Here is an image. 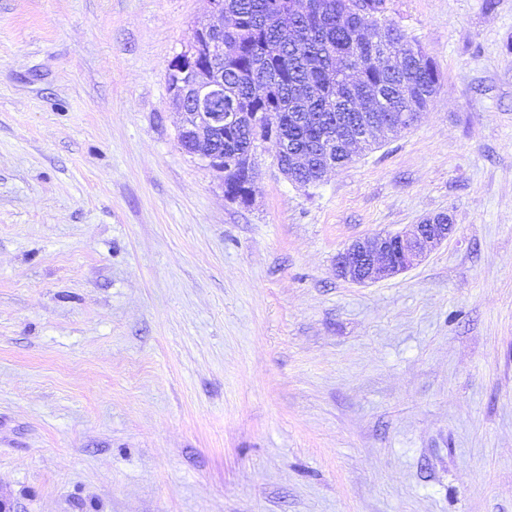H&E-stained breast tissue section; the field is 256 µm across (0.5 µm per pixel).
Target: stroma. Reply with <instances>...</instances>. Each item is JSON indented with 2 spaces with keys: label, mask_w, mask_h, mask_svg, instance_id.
Returning a JSON list of instances; mask_svg holds the SVG:
<instances>
[{
  "label": "stroma",
  "mask_w": 512,
  "mask_h": 512,
  "mask_svg": "<svg viewBox=\"0 0 512 512\" xmlns=\"http://www.w3.org/2000/svg\"><path fill=\"white\" fill-rule=\"evenodd\" d=\"M440 84L314 186L187 154L209 0H0V497L14 512H512V0H386ZM440 212L360 285L336 257ZM442 213L424 217L404 234H376L353 241L336 257L338 276L357 284L374 283L393 277L425 257L448 238L454 220Z\"/></svg>",
  "instance_id": "stroma-1"
}]
</instances>
